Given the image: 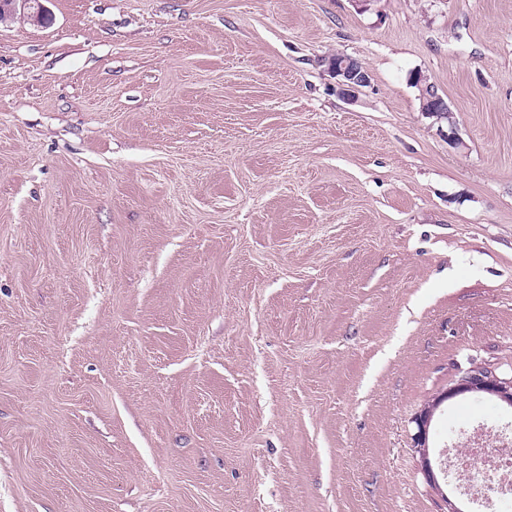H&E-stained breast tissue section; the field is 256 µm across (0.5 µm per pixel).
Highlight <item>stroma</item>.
<instances>
[{
	"mask_svg": "<svg viewBox=\"0 0 512 512\" xmlns=\"http://www.w3.org/2000/svg\"><path fill=\"white\" fill-rule=\"evenodd\" d=\"M48 8L0 24V512H475L441 450L512 407L444 394L512 375V0ZM328 69L338 79L343 95L354 96L359 88L370 84V76L367 70H362L352 59L343 57L336 62L329 60ZM432 420V411L424 410L420 414H418L414 418V423L417 427V432L415 434V449L419 453L420 457L423 460V467L427 478H434V472L428 458V434L429 428Z\"/></svg>",
	"mask_w": 512,
	"mask_h": 512,
	"instance_id": "35a3bbf8",
	"label": "stroma"
}]
</instances>
